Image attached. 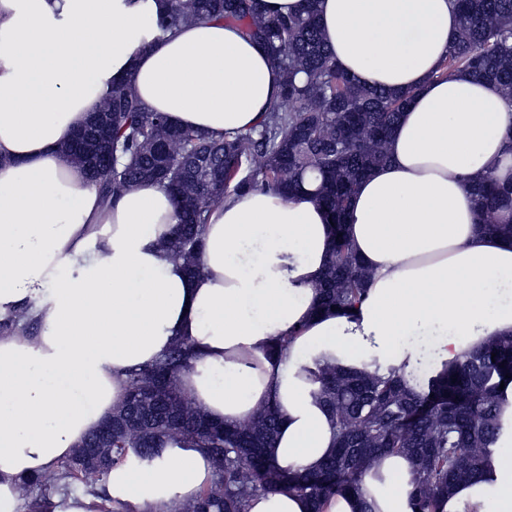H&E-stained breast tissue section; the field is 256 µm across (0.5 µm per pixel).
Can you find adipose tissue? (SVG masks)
<instances>
[{
	"label": "adipose tissue",
	"instance_id": "ef3b65f1",
	"mask_svg": "<svg viewBox=\"0 0 512 512\" xmlns=\"http://www.w3.org/2000/svg\"><path fill=\"white\" fill-rule=\"evenodd\" d=\"M168 0H0V317L30 306L41 332L0 336V512H28L23 480L70 457L123 399L132 370L178 338L197 354L180 388L233 425L277 407L270 450L312 470L335 426L303 369L326 356L362 369L413 371L412 336L434 338L437 363L512 333V236L482 230L475 179L512 184V103L467 71L439 76L460 17L451 0H319L322 33L360 84L411 92L388 160L358 184L348 237L371 271L354 314L317 312L332 242L306 192L227 194L188 275L158 248L179 222L165 187L102 207L61 149L116 83L179 127L221 133L264 118L281 72L240 29L199 21L161 34ZM289 336L285 350L280 337ZM198 448H163L153 464L110 470L106 497H54L51 512H182L214 478ZM411 465L388 456L363 496L324 512H411ZM512 512V436L492 473L458 485L446 512Z\"/></svg>",
	"mask_w": 512,
	"mask_h": 512
}]
</instances>
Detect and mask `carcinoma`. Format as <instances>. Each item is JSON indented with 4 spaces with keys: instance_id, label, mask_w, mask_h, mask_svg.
Segmentation results:
<instances>
[{
    "instance_id": "cac0c4a2",
    "label": "carcinoma",
    "mask_w": 512,
    "mask_h": 512,
    "mask_svg": "<svg viewBox=\"0 0 512 512\" xmlns=\"http://www.w3.org/2000/svg\"><path fill=\"white\" fill-rule=\"evenodd\" d=\"M462 25L441 65V74L467 70L498 85L512 100V0H454ZM318 0H308L299 15L267 18L256 0H172L158 22L163 34L195 20L235 24L273 56L282 73L281 93L255 127L215 137L176 128L148 111L126 84H118L97 113L110 121L116 164L99 157L95 129L87 124L80 148H62L83 167L112 206L126 191L161 184L180 208V224L159 248L199 272L198 253L208 212L224 195L273 187L291 196L305 178L318 182L317 199L332 218V248L317 284L318 308L356 307L370 279L347 236L344 219L360 180L388 159L386 143L410 94H393L356 83L340 68L317 22ZM476 195L488 233H512L495 212L512 204V186L482 178ZM36 322L29 308L0 320V334L25 331ZM188 343L176 340L152 365L132 371L124 399L75 453L48 472L21 485L22 494L45 504L53 494L80 490L105 493L106 477L135 459L149 464L158 449L204 448L215 466L214 480L183 512H246L260 492L288 490L308 498L323 512L330 498L360 492L364 476L386 455L411 464L412 512H445L456 484L482 475L508 432L512 407V335L500 336L448 362L425 385L392 364L373 362L365 369L344 368L322 358L311 372L310 396L325 407L336 428L335 450L312 471L279 467L268 448L278 436L280 412L266 407L247 420L216 425L209 436L200 426L211 420L181 392L179 374L190 364ZM182 419L180 426L160 414ZM98 455L85 458L86 449Z\"/></svg>"
}]
</instances>
